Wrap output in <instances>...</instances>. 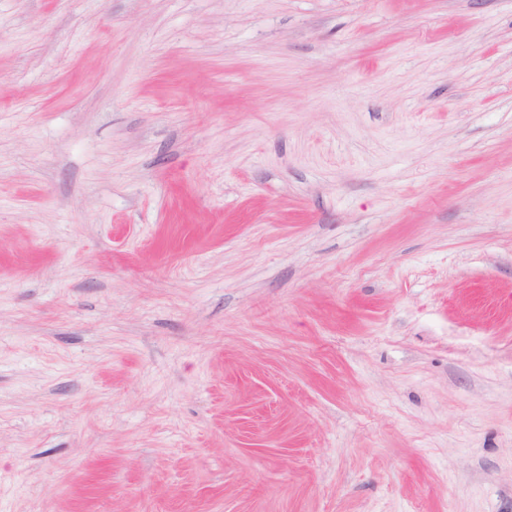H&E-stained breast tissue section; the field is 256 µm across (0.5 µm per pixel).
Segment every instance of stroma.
Wrapping results in <instances>:
<instances>
[{"label":"stroma","instance_id":"stroma-1","mask_svg":"<svg viewBox=\"0 0 512 512\" xmlns=\"http://www.w3.org/2000/svg\"><path fill=\"white\" fill-rule=\"evenodd\" d=\"M0 512H512V0H0Z\"/></svg>","mask_w":512,"mask_h":512}]
</instances>
